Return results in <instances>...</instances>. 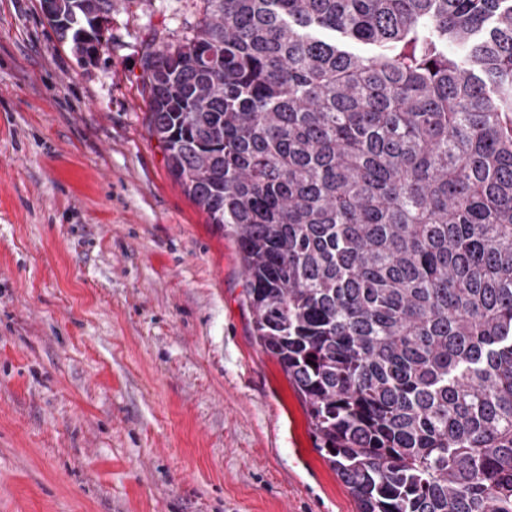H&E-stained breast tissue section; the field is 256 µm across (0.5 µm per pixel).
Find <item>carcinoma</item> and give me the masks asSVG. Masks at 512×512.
<instances>
[{
  "mask_svg": "<svg viewBox=\"0 0 512 512\" xmlns=\"http://www.w3.org/2000/svg\"><path fill=\"white\" fill-rule=\"evenodd\" d=\"M202 3L146 126L315 448L359 512H512V0ZM41 5L95 61L115 0Z\"/></svg>",
  "mask_w": 512,
  "mask_h": 512,
  "instance_id": "cac0c4a2",
  "label": "carcinoma"
}]
</instances>
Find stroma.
Wrapping results in <instances>:
<instances>
[{"instance_id":"35a3bbf8","label":"stroma","mask_w":512,"mask_h":512,"mask_svg":"<svg viewBox=\"0 0 512 512\" xmlns=\"http://www.w3.org/2000/svg\"><path fill=\"white\" fill-rule=\"evenodd\" d=\"M201 7L116 0L84 66L0 0V512H358L146 129L143 47Z\"/></svg>"}]
</instances>
